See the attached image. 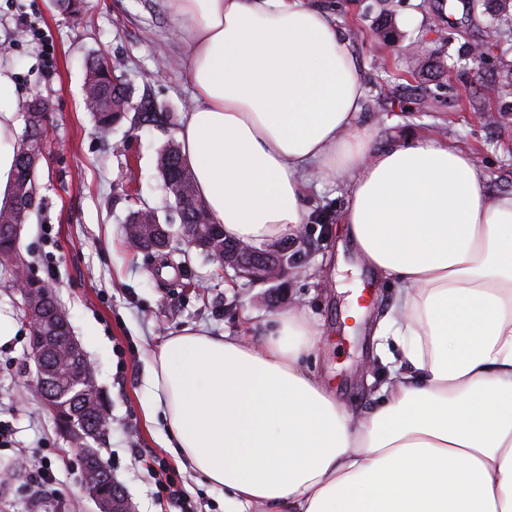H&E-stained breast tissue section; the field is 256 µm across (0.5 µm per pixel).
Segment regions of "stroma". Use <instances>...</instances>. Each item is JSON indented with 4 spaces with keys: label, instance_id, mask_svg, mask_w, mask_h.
Returning a JSON list of instances; mask_svg holds the SVG:
<instances>
[{
    "label": "stroma",
    "instance_id": "stroma-1",
    "mask_svg": "<svg viewBox=\"0 0 512 512\" xmlns=\"http://www.w3.org/2000/svg\"><path fill=\"white\" fill-rule=\"evenodd\" d=\"M336 17L364 67L368 90L362 125L379 141L435 135L471 150L494 194L512 193V114L474 112L469 98L482 80L512 77V33L501 39L483 67L465 60L466 43L480 39L486 23L468 0H320ZM394 36L377 37L382 18ZM426 43L445 65L431 81L434 111H418L409 51ZM100 54L161 122L124 120L100 136L83 105L85 61ZM388 82L377 88L379 62ZM0 70L13 79L18 106L34 93L52 103L45 124V157L36 173L38 205L22 226L20 255L36 278L49 284L67 312L73 335L97 371L109 429L97 447L113 480L135 512H162L156 481L170 473L187 492L193 512H224V493L181 468L164 448L162 425L146 422L143 388L150 355L167 336L204 327L258 340L275 314L300 302L322 331L314 370L349 408H369L382 383L369 328L389 308L395 283L373 279L340 249L339 217L348 199L345 182L311 186L306 204L314 216L305 246L291 254L276 283L238 277L197 249L165 256L135 253L124 241L131 210L155 208L161 223L179 227L163 189L157 153L176 139L194 103L185 40L164 0H81L79 14L54 0H0ZM360 294V318L348 315ZM0 306L19 303L0 278ZM0 345V424L11 432L0 464L42 459L62 494L41 501L29 473L0 484V512H96L81 482V453L57 429L52 412L33 401L36 367L29 353L30 326Z\"/></svg>",
    "mask_w": 512,
    "mask_h": 512
}]
</instances>
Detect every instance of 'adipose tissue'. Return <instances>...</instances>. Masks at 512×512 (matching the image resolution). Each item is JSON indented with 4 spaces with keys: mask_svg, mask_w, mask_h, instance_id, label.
Instances as JSON below:
<instances>
[{
    "mask_svg": "<svg viewBox=\"0 0 512 512\" xmlns=\"http://www.w3.org/2000/svg\"><path fill=\"white\" fill-rule=\"evenodd\" d=\"M166 8L195 88L178 140L214 223L270 247L306 224L311 179L345 181L346 235L399 285L374 329L397 349L377 404L352 413L306 367L304 306L257 343L187 327L151 354L146 420L228 512H512V194L447 140L360 125L363 68L314 0ZM17 123L0 71V207Z\"/></svg>",
    "mask_w": 512,
    "mask_h": 512,
    "instance_id": "1",
    "label": "adipose tissue"
}]
</instances>
